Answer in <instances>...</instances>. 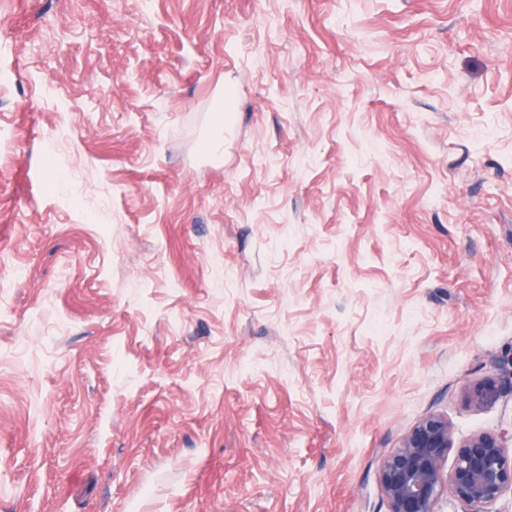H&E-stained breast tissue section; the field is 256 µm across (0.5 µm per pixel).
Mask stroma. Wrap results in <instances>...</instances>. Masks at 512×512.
<instances>
[{"instance_id":"1","label":"stroma","mask_w":512,"mask_h":512,"mask_svg":"<svg viewBox=\"0 0 512 512\" xmlns=\"http://www.w3.org/2000/svg\"><path fill=\"white\" fill-rule=\"evenodd\" d=\"M0 69V512H388L512 424V0H0ZM512 424L498 433L455 437L448 418L429 414L420 419L388 453L379 468L378 482L388 512H438L442 494L468 507L465 512H484L507 490L512 492ZM456 448L455 464L444 474L448 451Z\"/></svg>"}]
</instances>
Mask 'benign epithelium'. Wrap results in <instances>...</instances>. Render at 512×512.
Wrapping results in <instances>:
<instances>
[{
  "label": "benign epithelium",
  "mask_w": 512,
  "mask_h": 512,
  "mask_svg": "<svg viewBox=\"0 0 512 512\" xmlns=\"http://www.w3.org/2000/svg\"><path fill=\"white\" fill-rule=\"evenodd\" d=\"M498 393V386L486 381L475 386L468 399L481 406ZM509 442L512 428L458 439L448 418L440 414L423 417L379 468L378 482L388 512H437L445 492L467 506V512H484L486 505L512 491V457L505 452ZM453 448L455 464L445 472L443 462Z\"/></svg>",
  "instance_id": "1"
}]
</instances>
